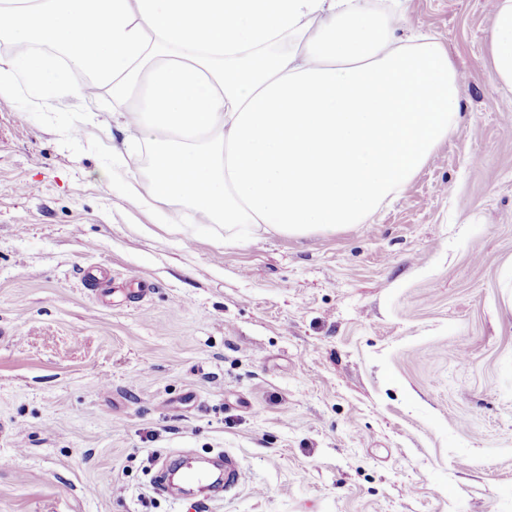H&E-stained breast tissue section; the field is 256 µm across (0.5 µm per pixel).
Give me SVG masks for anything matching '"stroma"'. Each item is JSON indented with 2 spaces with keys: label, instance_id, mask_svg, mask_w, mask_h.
I'll list each match as a JSON object with an SVG mask.
<instances>
[{
  "label": "stroma",
  "instance_id": "obj_1",
  "mask_svg": "<svg viewBox=\"0 0 512 512\" xmlns=\"http://www.w3.org/2000/svg\"><path fill=\"white\" fill-rule=\"evenodd\" d=\"M382 3L465 74L460 121L332 235L225 240L157 191L112 119L130 104L0 97V512H196L154 478L219 454L250 480L211 512H512V93L489 0Z\"/></svg>",
  "mask_w": 512,
  "mask_h": 512
}]
</instances>
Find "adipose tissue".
<instances>
[{"label": "adipose tissue", "instance_id": "ef3b65f1", "mask_svg": "<svg viewBox=\"0 0 512 512\" xmlns=\"http://www.w3.org/2000/svg\"><path fill=\"white\" fill-rule=\"evenodd\" d=\"M371 0H0V97L29 105L99 89L134 102L172 203L234 240L364 223L447 139L463 78L429 37L400 42ZM287 51H277L282 41ZM489 54L512 92V0H492Z\"/></svg>", "mask_w": 512, "mask_h": 512}]
</instances>
